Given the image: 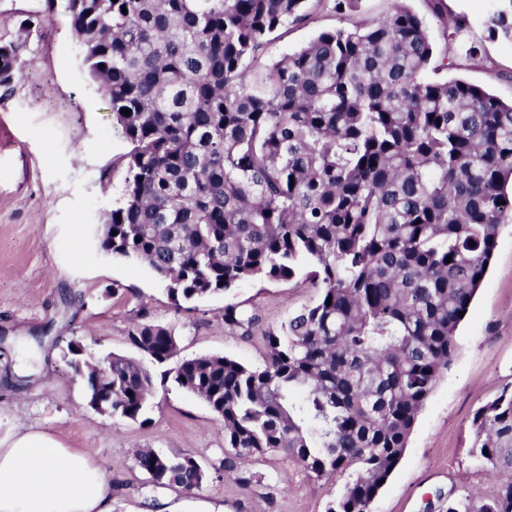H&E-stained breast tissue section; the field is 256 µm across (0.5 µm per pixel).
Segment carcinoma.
I'll return each instance as SVG.
<instances>
[{
	"instance_id": "obj_1",
	"label": "carcinoma",
	"mask_w": 512,
	"mask_h": 512,
	"mask_svg": "<svg viewBox=\"0 0 512 512\" xmlns=\"http://www.w3.org/2000/svg\"><path fill=\"white\" fill-rule=\"evenodd\" d=\"M309 2L68 0V11L132 145L100 247L147 263L178 311L302 269L318 289L265 332L263 365L202 354L173 370L224 422V474L251 491L263 476L243 462L268 453L318 479L352 468L328 512H370L512 224V102L462 78L425 80L433 43L403 0L265 59L269 35L309 19ZM501 2L488 38L512 42V0ZM20 48L0 36V85L19 77ZM223 318L242 337L259 324L234 302ZM128 341L158 364L177 355L173 329L144 308ZM69 353L89 405L106 393L111 416L143 417L154 386L140 361L93 362L78 343ZM471 431L473 456L508 476L446 512H512V385ZM136 463L187 495L210 478L190 453L141 450Z\"/></svg>"
}]
</instances>
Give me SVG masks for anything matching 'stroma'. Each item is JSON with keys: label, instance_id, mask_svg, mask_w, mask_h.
Returning a JSON list of instances; mask_svg holds the SVG:
<instances>
[{"label": "stroma", "instance_id": "1", "mask_svg": "<svg viewBox=\"0 0 512 512\" xmlns=\"http://www.w3.org/2000/svg\"><path fill=\"white\" fill-rule=\"evenodd\" d=\"M424 21L437 57L453 67L427 70L426 78L459 77L503 101H512V43L487 37L497 0H405ZM67 0H0V35L20 38V76L0 86V438L22 428L48 433L65 447L104 463L112 473V512H327L349 473L310 476L280 454L247 462L263 484L243 491L223 477L224 424L199 398L164 380V366L147 363L155 380L147 423L91 409L68 364L80 343L89 358L109 353L137 357L127 332L140 307L173 327L179 357L220 354L262 365L264 328L279 325L317 293L302 277L254 279L228 296L176 310L165 284L141 261L112 257L99 246L107 214L122 199L130 143L112 126V114L83 64L69 24ZM394 0H361L341 18L330 0H314V18L285 27L266 50L274 59L325 30L368 23L390 13ZM50 9L51 19L22 36L28 12ZM480 42L477 60L448 40L454 20ZM260 316L248 338L224 328L225 303ZM451 369L419 413L404 455L371 512H444L449 495L480 494L495 475L471 454L476 409L512 382V224L498 239L490 267L458 327ZM141 448L195 455L213 478L195 495L156 487L135 463Z\"/></svg>", "mask_w": 512, "mask_h": 512}]
</instances>
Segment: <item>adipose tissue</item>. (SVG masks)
Segmentation results:
<instances>
[{"instance_id": "obj_1", "label": "adipose tissue", "mask_w": 512, "mask_h": 512, "mask_svg": "<svg viewBox=\"0 0 512 512\" xmlns=\"http://www.w3.org/2000/svg\"><path fill=\"white\" fill-rule=\"evenodd\" d=\"M0 512H112L105 466L33 431L0 442Z\"/></svg>"}]
</instances>
